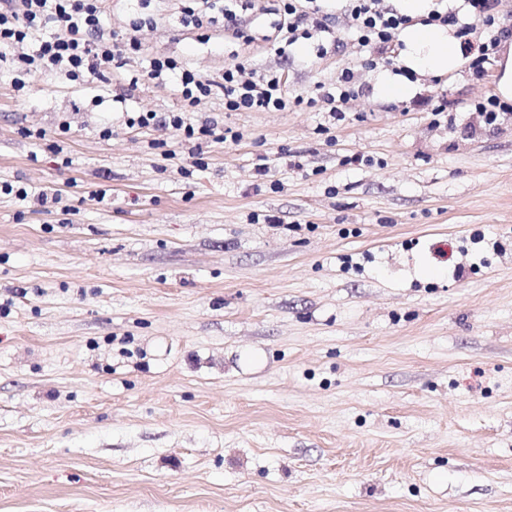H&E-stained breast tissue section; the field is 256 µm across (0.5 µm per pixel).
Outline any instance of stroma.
Here are the masks:
<instances>
[{"label":"stroma","instance_id":"35a3bbf8","mask_svg":"<svg viewBox=\"0 0 512 512\" xmlns=\"http://www.w3.org/2000/svg\"><path fill=\"white\" fill-rule=\"evenodd\" d=\"M180 7L152 0L125 71L237 61L307 98L349 68L357 94L334 123L207 100L240 138L186 176L147 146L170 129L121 124L177 111L170 86L79 109L0 63V180L62 194L0 196V512H512V119L467 109L496 64L385 104L342 12L284 58Z\"/></svg>","mask_w":512,"mask_h":512}]
</instances>
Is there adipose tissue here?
<instances>
[{"instance_id": "adipose-tissue-1", "label": "adipose tissue", "mask_w": 512, "mask_h": 512, "mask_svg": "<svg viewBox=\"0 0 512 512\" xmlns=\"http://www.w3.org/2000/svg\"><path fill=\"white\" fill-rule=\"evenodd\" d=\"M395 7L412 17L400 34L405 49L403 65L418 76H441L458 71L463 63L453 28L427 24L434 0H395Z\"/></svg>"}]
</instances>
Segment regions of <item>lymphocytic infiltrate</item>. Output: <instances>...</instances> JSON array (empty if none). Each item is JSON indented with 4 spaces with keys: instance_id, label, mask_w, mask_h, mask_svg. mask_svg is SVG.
Returning <instances> with one entry per match:
<instances>
[{
    "instance_id": "f902f5d3",
    "label": "lymphocytic infiltrate",
    "mask_w": 512,
    "mask_h": 512,
    "mask_svg": "<svg viewBox=\"0 0 512 512\" xmlns=\"http://www.w3.org/2000/svg\"><path fill=\"white\" fill-rule=\"evenodd\" d=\"M344 16L350 37L360 50L367 52L369 67L393 64L395 39L408 18L385 0H345ZM108 0H0V60L10 62L15 71L14 91L26 86L27 77L49 73L60 74L75 91L90 85L108 86L114 74L124 65L126 55L140 52V31L153 27L150 13H139L129 20L122 38H114L103 24ZM270 15V31L264 35L267 45L285 52L302 41L312 42L318 54H326L325 41L332 18L326 0H273L264 7ZM234 22L236 11L221 0H188L179 22L202 33L209 41V31L218 18ZM428 23L451 26L474 75L484 72L485 64L495 56L498 41L490 31L498 23L494 0H463L462 10L439 7L427 18ZM234 38H247L237 27ZM129 89L145 84L172 86L183 104L182 111L158 116L154 112H127L123 122L127 128L147 130L161 124L171 128L176 137L173 148L164 150L163 159L200 165L199 155L207 141L226 140L216 119L195 118L193 110L202 100L222 97L228 112H283L301 105V98H289L283 74L245 71L241 64L225 66L220 79H211L185 60L169 56L150 59L147 67L126 79Z\"/></svg>"
}]
</instances>
